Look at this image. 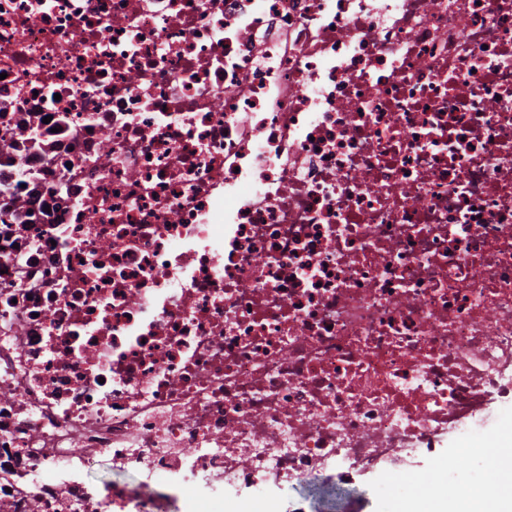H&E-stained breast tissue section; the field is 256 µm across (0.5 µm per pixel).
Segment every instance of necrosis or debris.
I'll use <instances>...</instances> for the list:
<instances>
[{
    "instance_id": "obj_1",
    "label": "necrosis or debris",
    "mask_w": 512,
    "mask_h": 512,
    "mask_svg": "<svg viewBox=\"0 0 512 512\" xmlns=\"http://www.w3.org/2000/svg\"><path fill=\"white\" fill-rule=\"evenodd\" d=\"M509 402L512 0H0L6 512H310Z\"/></svg>"
}]
</instances>
